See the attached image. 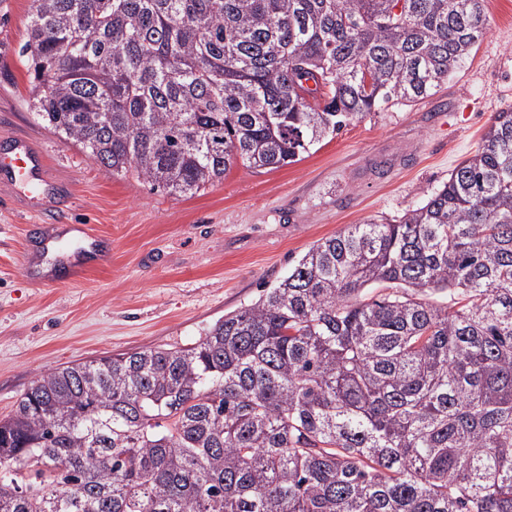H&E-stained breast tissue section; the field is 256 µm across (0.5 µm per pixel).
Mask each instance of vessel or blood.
<instances>
[{"mask_svg": "<svg viewBox=\"0 0 512 512\" xmlns=\"http://www.w3.org/2000/svg\"><path fill=\"white\" fill-rule=\"evenodd\" d=\"M48 179L44 157L29 140L0 151V183L21 195H36Z\"/></svg>", "mask_w": 512, "mask_h": 512, "instance_id": "vessel-or-blood-1", "label": "vessel or blood"}]
</instances>
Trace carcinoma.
Masks as SVG:
<instances>
[{
  "mask_svg": "<svg viewBox=\"0 0 512 512\" xmlns=\"http://www.w3.org/2000/svg\"><path fill=\"white\" fill-rule=\"evenodd\" d=\"M487 29L485 0H31L18 56L48 129L186 196L431 96ZM0 512H512V108L193 345L40 374Z\"/></svg>",
  "mask_w": 512,
  "mask_h": 512,
  "instance_id": "1",
  "label": "carcinoma"
}]
</instances>
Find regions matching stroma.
Segmentation results:
<instances>
[{
  "label": "stroma",
  "instance_id": "obj_1",
  "mask_svg": "<svg viewBox=\"0 0 512 512\" xmlns=\"http://www.w3.org/2000/svg\"><path fill=\"white\" fill-rule=\"evenodd\" d=\"M29 6L0 0V146L32 141L53 187L29 202L0 184V418L45 370L189 347L314 242L421 206L512 107V0H487V34L432 96L383 105L297 162L237 165L171 196L111 175L36 119L18 56Z\"/></svg>",
  "mask_w": 512,
  "mask_h": 512
}]
</instances>
